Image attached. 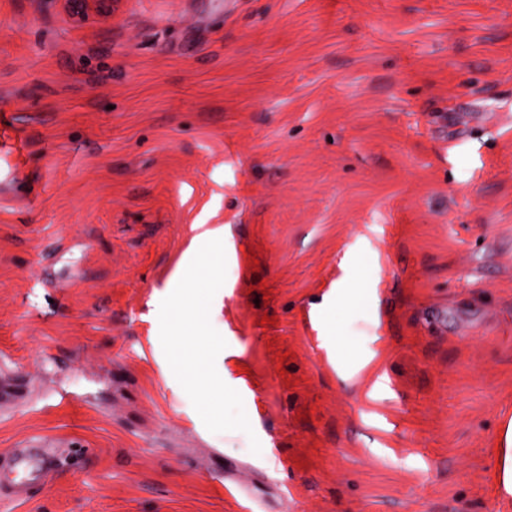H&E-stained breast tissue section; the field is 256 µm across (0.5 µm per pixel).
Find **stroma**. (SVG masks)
<instances>
[{"instance_id":"obj_1","label":"stroma","mask_w":512,"mask_h":512,"mask_svg":"<svg viewBox=\"0 0 512 512\" xmlns=\"http://www.w3.org/2000/svg\"><path fill=\"white\" fill-rule=\"evenodd\" d=\"M0 172V512H512V0H0ZM71 16L78 22L85 20L90 14L99 17H111L116 0H65ZM497 491L501 498L512 500V419L503 423L493 458ZM27 448H16L13 451V466L2 479V487L10 489L8 495H21L27 493L34 485L46 480L49 471L56 464L41 462L40 459L27 455ZM23 474L17 481L16 478Z\"/></svg>"}]
</instances>
